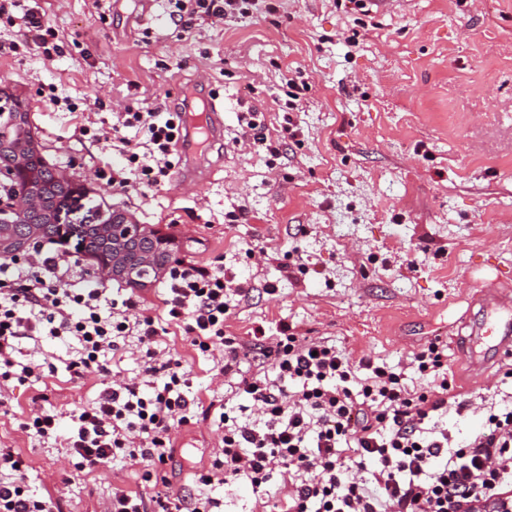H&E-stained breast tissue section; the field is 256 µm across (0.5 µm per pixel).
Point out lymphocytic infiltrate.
I'll use <instances>...</instances> for the list:
<instances>
[{"label":"lymphocytic infiltrate","mask_w":512,"mask_h":512,"mask_svg":"<svg viewBox=\"0 0 512 512\" xmlns=\"http://www.w3.org/2000/svg\"><path fill=\"white\" fill-rule=\"evenodd\" d=\"M168 18L190 30L196 21H221L248 13L251 0H167ZM22 44L43 59L62 53L64 36L38 8L22 16ZM182 107L163 113L148 105L121 113L112 138L126 143L127 129L143 131L149 155L132 152L140 180L156 184L168 176L178 143ZM79 259L57 250L35 249L29 263L0 258V387L25 381L31 365L18 361L23 341L50 336L76 343L69 365L74 377L99 372L102 381L91 405L77 409L67 452L91 471L116 459L161 468L175 454L172 435L196 417L201 401L177 359L156 358L159 333L149 315L128 318L139 308L135 295L115 303L111 289L72 278ZM224 271L188 265L170 269L163 305L170 321L184 326L192 346H222L220 371L234 373L244 348L224 333L234 298L245 297ZM133 336L146 348L142 377L109 379L105 363L119 339ZM252 350L269 363L241 377L238 389L260 414L239 419L222 412V446L210 467L195 470L196 493L171 490L147 501L142 493L116 485L110 512H217L222 503L207 489L233 480L263 489L280 475L278 512H498L512 496V409L489 413L483 432L465 445L449 444L440 424L453 398L448 381V347L429 341L411 363L425 380L409 386L402 373L373 361L353 365L327 340L315 342L282 326L275 342L254 339ZM365 369L358 377L357 369ZM24 460L0 448V512H56L51 497L30 493Z\"/></svg>","instance_id":"1"}]
</instances>
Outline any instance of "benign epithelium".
<instances>
[{
	"mask_svg": "<svg viewBox=\"0 0 512 512\" xmlns=\"http://www.w3.org/2000/svg\"><path fill=\"white\" fill-rule=\"evenodd\" d=\"M27 112L24 103L17 110L0 113V153L15 152L14 160L0 166V182L12 187L7 198L0 199V256H15L23 252L33 240L43 235L34 217L45 215L51 224L61 221V210L74 191L69 178L60 173L54 176L59 194L46 200L40 190L37 172L27 157L13 144L11 131L24 125ZM88 226L96 229L104 251L94 255L102 273L118 278L131 286L144 287L148 278L157 276L169 261L172 240L148 224H136L122 212H113L98 221L92 217Z\"/></svg>",
	"mask_w": 512,
	"mask_h": 512,
	"instance_id": "benign-epithelium-1",
	"label": "benign epithelium"
}]
</instances>
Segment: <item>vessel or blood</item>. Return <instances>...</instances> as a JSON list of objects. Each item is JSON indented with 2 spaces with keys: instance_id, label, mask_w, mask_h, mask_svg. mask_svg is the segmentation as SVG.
<instances>
[{
  "instance_id": "b4317fda",
  "label": "vessel or blood",
  "mask_w": 512,
  "mask_h": 512,
  "mask_svg": "<svg viewBox=\"0 0 512 512\" xmlns=\"http://www.w3.org/2000/svg\"><path fill=\"white\" fill-rule=\"evenodd\" d=\"M224 135V116L216 103H208L202 122L186 120L181 132L179 149L186 159L201 154L210 141L221 139ZM481 320L472 325L469 335L460 337L458 350L469 362H476L475 341L489 345L492 361L512 360V295L496 288H482L475 298Z\"/></svg>"
}]
</instances>
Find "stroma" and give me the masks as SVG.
Masks as SVG:
<instances>
[{
	"label": "stroma",
	"mask_w": 512,
	"mask_h": 512,
	"mask_svg": "<svg viewBox=\"0 0 512 512\" xmlns=\"http://www.w3.org/2000/svg\"><path fill=\"white\" fill-rule=\"evenodd\" d=\"M67 40L47 61L35 51L0 56V98L28 107L36 148L70 174L68 221L85 210H123L171 235L177 258L235 274L250 293L231 308L225 335L251 343L281 325L326 339L352 363L400 366L433 338L452 343L472 323L481 284L512 292V0H412L398 11L354 9L350 0H254L226 23L184 33L164 4L131 24L132 0H40ZM224 108V139L199 183L179 184L174 155L160 184L113 190L127 167L107 134L114 113L186 92ZM57 104H49V97ZM264 116L271 145L239 141L245 108ZM296 131H289V122ZM87 134H80V127ZM163 332L157 356L179 357L207 418L180 426L167 465L172 490L221 446L219 415L243 398L203 352L170 324L160 281L139 289ZM46 366L0 389V448L28 466L26 483L60 512H109L112 470H82L65 450L71 415L100 379L72 378L74 344L42 338ZM452 384L467 409L443 419L451 444L469 440L484 414L512 408L505 363L474 371L449 353ZM55 415L58 437L27 429ZM224 512H272L274 487L213 484Z\"/></svg>",
	"instance_id": "obj_1"
}]
</instances>
